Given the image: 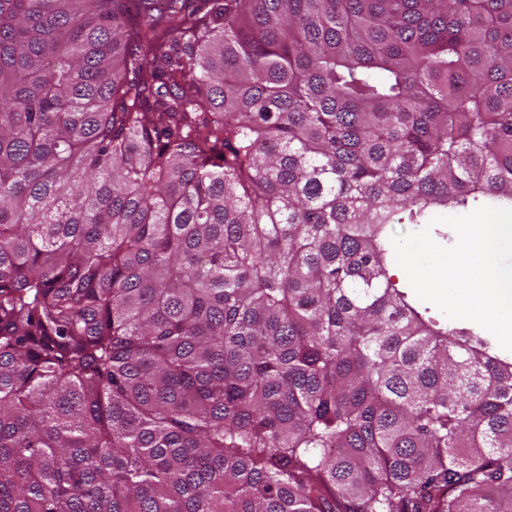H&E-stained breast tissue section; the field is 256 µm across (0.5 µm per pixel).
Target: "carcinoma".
I'll return each instance as SVG.
<instances>
[{"label":"carcinoma","mask_w":512,"mask_h":512,"mask_svg":"<svg viewBox=\"0 0 512 512\" xmlns=\"http://www.w3.org/2000/svg\"><path fill=\"white\" fill-rule=\"evenodd\" d=\"M512 206V0H0V512H512V363L391 224ZM479 207H481V205L473 204L472 207H469L467 209L448 210V213H447V211L439 212V213L434 214L430 218V220L428 221V224L435 217L462 216V215L469 214L470 212H472L473 210H475ZM428 224H393L389 229V237L391 239V237L396 233H399V234L417 233V232L424 230ZM400 269L401 267L396 263L395 254L393 252L390 266V274L393 275L392 281L397 284L398 288L408 293L409 297L412 299L415 306L418 308L419 311L425 314L426 317H431L432 319L437 320L441 323H448L458 328H466L474 332L475 334H478L480 337H482L489 343L490 352L492 354L497 355L502 360L512 362V351H508L501 348L495 337L482 326L470 320L449 319L434 305L421 301L416 296L413 288L411 287L408 281L407 276L401 275Z\"/></svg>","instance_id":"1"}]
</instances>
